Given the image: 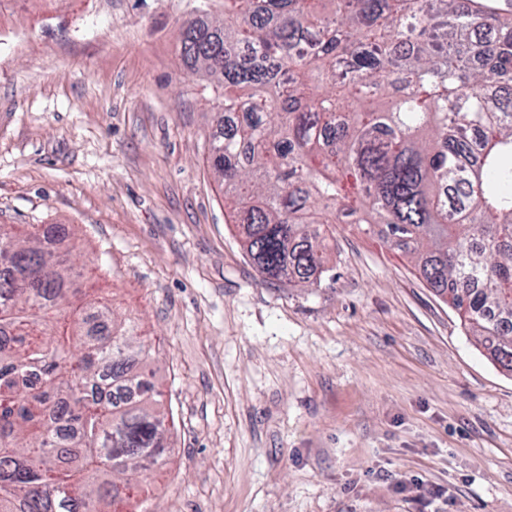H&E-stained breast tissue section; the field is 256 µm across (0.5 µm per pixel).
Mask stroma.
I'll return each mask as SVG.
<instances>
[{"label": "stroma", "instance_id": "obj_1", "mask_svg": "<svg viewBox=\"0 0 512 512\" xmlns=\"http://www.w3.org/2000/svg\"><path fill=\"white\" fill-rule=\"evenodd\" d=\"M224 0H0V224L58 225L152 349L150 512H512V373L407 254L340 224L320 282L264 280L209 162L184 23ZM419 481L417 494L409 487Z\"/></svg>", "mask_w": 512, "mask_h": 512}]
</instances>
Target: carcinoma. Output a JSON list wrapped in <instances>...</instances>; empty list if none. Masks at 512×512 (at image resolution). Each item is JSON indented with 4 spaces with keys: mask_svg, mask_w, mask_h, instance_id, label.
I'll return each mask as SVG.
<instances>
[{
    "mask_svg": "<svg viewBox=\"0 0 512 512\" xmlns=\"http://www.w3.org/2000/svg\"><path fill=\"white\" fill-rule=\"evenodd\" d=\"M180 57L224 90L211 166L266 280L376 224L512 372V0H224ZM136 325L0 224V512H112L167 441Z\"/></svg>",
    "mask_w": 512,
    "mask_h": 512,
    "instance_id": "obj_1",
    "label": "carcinoma"
}]
</instances>
